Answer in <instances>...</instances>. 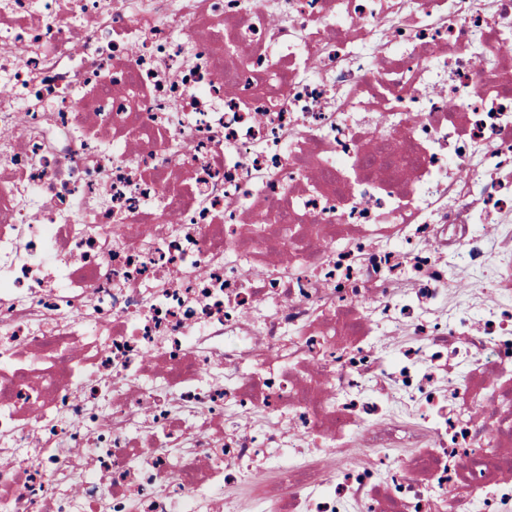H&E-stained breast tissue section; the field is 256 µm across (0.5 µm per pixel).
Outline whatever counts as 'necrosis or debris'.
<instances>
[{
	"label": "necrosis or debris",
	"instance_id": "obj_1",
	"mask_svg": "<svg viewBox=\"0 0 512 512\" xmlns=\"http://www.w3.org/2000/svg\"><path fill=\"white\" fill-rule=\"evenodd\" d=\"M0 512H512V0H0Z\"/></svg>",
	"mask_w": 512,
	"mask_h": 512
}]
</instances>
